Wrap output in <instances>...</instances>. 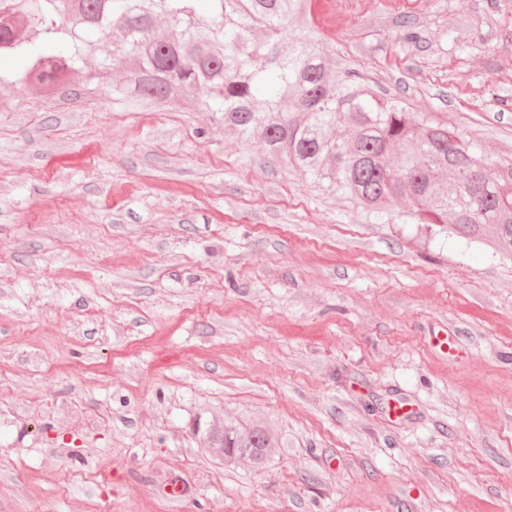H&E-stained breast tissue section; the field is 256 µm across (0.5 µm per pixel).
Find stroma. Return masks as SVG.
I'll use <instances>...</instances> for the list:
<instances>
[{"label": "stroma", "instance_id": "obj_1", "mask_svg": "<svg viewBox=\"0 0 512 512\" xmlns=\"http://www.w3.org/2000/svg\"><path fill=\"white\" fill-rule=\"evenodd\" d=\"M311 20L332 71L512 158V0ZM0 96V512H512V261L490 240L402 202L377 220L260 136L79 71ZM227 418L274 431L265 468L206 450Z\"/></svg>", "mask_w": 512, "mask_h": 512}]
</instances>
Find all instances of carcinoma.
<instances>
[{"instance_id":"cac0c4a2","label":"carcinoma","mask_w":512,"mask_h":512,"mask_svg":"<svg viewBox=\"0 0 512 512\" xmlns=\"http://www.w3.org/2000/svg\"><path fill=\"white\" fill-rule=\"evenodd\" d=\"M0 0L14 28H0V62L11 78L47 94L69 80L84 54L112 31V57L138 67L111 86L117 96L159 103L195 102L224 114V126L244 139L259 134L274 155L327 188L347 193L376 212L405 199L412 219L436 234L477 240L495 226L497 252L512 259V160L492 170L471 146L440 126L416 128L398 100L382 102L350 72L329 76L318 33L303 27L281 48L288 22L308 0ZM164 16L168 27L154 26ZM353 128L341 138L334 131ZM394 147L407 148L392 164ZM224 459L267 462L272 437L261 424H227L207 437Z\"/></svg>"}]
</instances>
